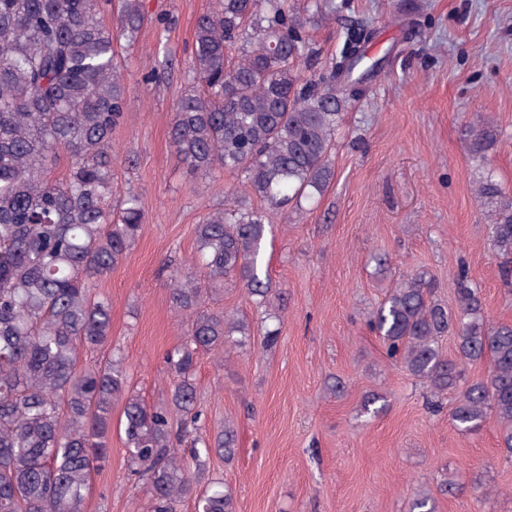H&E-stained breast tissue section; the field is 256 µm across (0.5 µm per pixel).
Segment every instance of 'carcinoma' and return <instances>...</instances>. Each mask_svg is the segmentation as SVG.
Masks as SVG:
<instances>
[{
  "instance_id": "cac0c4a2",
  "label": "carcinoma",
  "mask_w": 512,
  "mask_h": 512,
  "mask_svg": "<svg viewBox=\"0 0 512 512\" xmlns=\"http://www.w3.org/2000/svg\"><path fill=\"white\" fill-rule=\"evenodd\" d=\"M108 0H0V512H82L92 472L110 458L112 407L122 403L127 469L149 484L148 512H178L196 495L198 512H235L231 491L211 480L197 490L210 453L233 459L236 432L210 440L200 430L195 379L201 351L240 344L245 324L233 311L201 306L224 281L243 284L258 307L275 289L262 273L270 209L301 206L334 177L332 150L343 113L385 76L386 53L373 50L376 26L345 27L339 52L309 72L312 19L336 15L334 0H216L198 15L188 62L190 86L174 105L169 139L193 176H240L266 207L225 204L196 227L195 262L172 273L173 308L185 341L166 356L176 379L167 404L146 407L127 385L125 358L79 364L80 351L107 347L112 304L95 297L139 236L138 196L112 200L118 155L112 134L127 109L118 40H136L144 0H119L116 29L103 22ZM470 161L487 166L497 126L467 125ZM67 154L62 178L49 165ZM476 192L490 244L512 277V193L492 174ZM454 308L432 278L404 277L369 316L386 354L427 383L433 397L457 394L451 418L460 431L489 415L503 426L512 459V323L485 316L466 267L454 273ZM456 340L455 357L442 338ZM490 357L486 378L469 366ZM408 512H434L427 490Z\"/></svg>"
}]
</instances>
